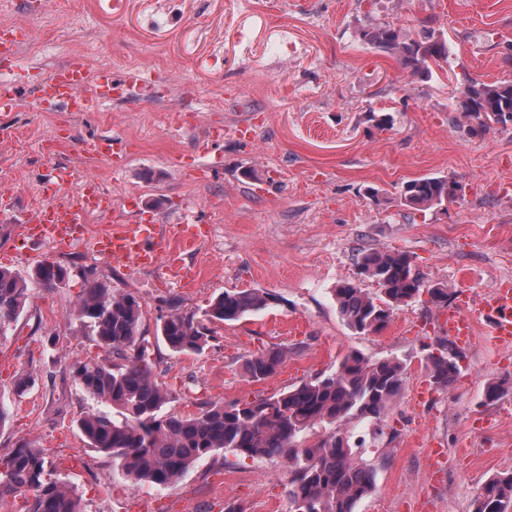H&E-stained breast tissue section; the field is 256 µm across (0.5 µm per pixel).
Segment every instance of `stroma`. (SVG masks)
<instances>
[{
	"label": "stroma",
	"mask_w": 512,
	"mask_h": 512,
	"mask_svg": "<svg viewBox=\"0 0 512 512\" xmlns=\"http://www.w3.org/2000/svg\"><path fill=\"white\" fill-rule=\"evenodd\" d=\"M33 2L0 0V28L30 33L12 64L23 90L0 112V188L11 198L0 213V266L25 275L53 261L70 275L32 289L17 325L0 335V458L22 440L45 449L84 512L292 508L281 458L228 466L209 457L158 489L88 447L78 421L96 403L72 367L105 354L69 309L91 270L140 298L171 412L271 395L333 371L353 349L405 359V389L382 435L365 422L347 426L365 438L375 471L356 512H472L482 483L512 472V390L482 401L488 383L512 380V349H493L478 320L460 377L442 389L426 355L446 336L444 309L423 296L380 334L359 335L341 320L333 290L355 278L356 257L370 248L408 252L427 284L456 297L512 280V127L473 135L458 109L465 79L512 78V0H52L40 11ZM380 22L412 33L433 23L448 40L447 66L429 79L408 76L395 56L359 41L360 28ZM76 55L94 81L143 72L148 97H115L95 112L41 111L36 87ZM374 113L391 124L377 128ZM104 135L123 140L108 162L90 152ZM61 165L79 179L57 185ZM87 175L125 218L173 224L192 212L202 236L185 260L200 279L180 286L159 264L115 265L79 242L24 240L20 221L33 206L77 198ZM443 175L464 184L462 198L425 211L404 205L403 182ZM253 288L275 303L217 324L201 354L172 356L157 339L172 306L200 313L224 291ZM270 347L287 349L285 364L265 381L247 380L244 359ZM20 374L32 382L21 397L12 392Z\"/></svg>",
	"instance_id": "stroma-1"
}]
</instances>
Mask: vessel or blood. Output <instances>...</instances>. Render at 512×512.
I'll return each mask as SVG.
<instances>
[{
  "label": "vessel or blood",
  "mask_w": 512,
  "mask_h": 512,
  "mask_svg": "<svg viewBox=\"0 0 512 512\" xmlns=\"http://www.w3.org/2000/svg\"><path fill=\"white\" fill-rule=\"evenodd\" d=\"M23 28L0 31V61L12 59L25 42ZM120 87L129 98L144 97L148 91L146 78L138 72L127 73L119 80L103 78L91 83L90 68L81 57L70 59L54 69L38 86L41 107L55 112H93ZM112 211V199L103 193L96 180L85 178L84 191L77 200L52 202L34 208L27 217L26 236L37 242L53 244L83 239L85 246L99 257L114 264H153L165 260L170 276L179 283L195 281V267L183 264L173 251L174 241L193 246L200 237L195 220L183 219L175 225H160L152 218L132 222L121 221L112 231L93 238L85 237L87 216H105ZM482 316L489 326V337L501 348L512 347V281L497 283L480 299L475 311L464 306L449 309L446 315L448 334L460 347L472 345L475 316Z\"/></svg>",
  "instance_id": "vessel-or-blood-1"
}]
</instances>
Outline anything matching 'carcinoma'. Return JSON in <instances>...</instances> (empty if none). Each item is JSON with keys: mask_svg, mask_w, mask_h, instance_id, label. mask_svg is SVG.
Wrapping results in <instances>:
<instances>
[{"mask_svg": "<svg viewBox=\"0 0 512 512\" xmlns=\"http://www.w3.org/2000/svg\"><path fill=\"white\" fill-rule=\"evenodd\" d=\"M359 39L394 55L410 76L427 79L434 68L448 63L444 33L425 26L411 35L390 23L359 30ZM459 108L477 129L512 125V79L491 83L467 80ZM462 189L448 177H420L405 182L404 204L428 210ZM356 280L336 286L337 311L357 334H378L395 310L416 301L424 277L404 251L363 250L357 258ZM68 278L67 269L45 261L28 276L0 268V334L25 310L32 288H56ZM377 285L371 292L364 281ZM430 303L448 307L450 295L442 283L429 286ZM275 297L259 289L226 290L205 309L170 312L161 318L162 341L173 356L200 354L215 339L211 325L238 321L267 309ZM87 324L95 346L108 354L105 362H80L74 376L100 407L78 422L91 447L112 458V465L134 482L159 488L173 486L196 461L219 452L236 458H286L292 466L289 497L292 512H355L374 489L373 469L362 458L363 444L351 443L346 425L354 420L376 425L403 393L407 363L397 355L371 358L353 350L329 374L316 376L271 396L228 404L199 403L195 414L169 412L172 396L159 383L161 358L148 350L141 330L139 299L111 288L94 275L71 308ZM286 351L265 349L245 358L242 370L252 382L274 375ZM459 350L448 341L426 357L434 384L450 388L460 373ZM27 495L20 512H83L70 484L54 473L41 448L21 441L0 458V500ZM473 512H512V473L495 474L482 484Z\"/></svg>", "mask_w": 512, "mask_h": 512, "instance_id": "obj_1", "label": "carcinoma"}]
</instances>
